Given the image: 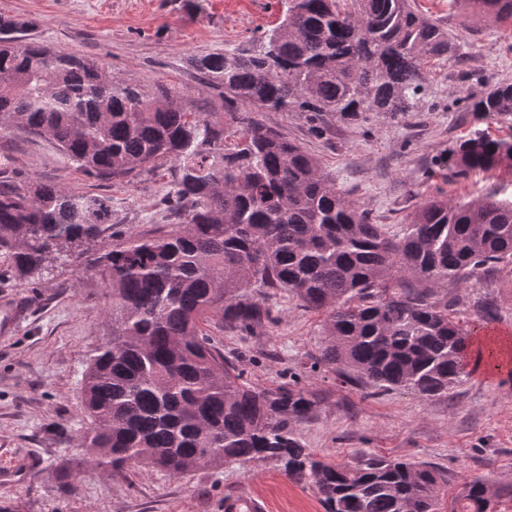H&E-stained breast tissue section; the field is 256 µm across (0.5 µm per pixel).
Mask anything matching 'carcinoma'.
Returning a JSON list of instances; mask_svg holds the SVG:
<instances>
[{
    "mask_svg": "<svg viewBox=\"0 0 512 512\" xmlns=\"http://www.w3.org/2000/svg\"><path fill=\"white\" fill-rule=\"evenodd\" d=\"M512 26V0H466ZM280 25L248 55L193 58L224 89L225 116L166 89L150 98L100 64L33 36L38 23L0 15V129L51 139L97 179H134L176 164L164 209L174 227L115 230L112 198L37 180L0 185V251L35 285L51 263L84 261L109 290L111 338L83 376L85 463L114 476H172L228 460H273L312 489L324 512H438L448 476L408 458H318L294 425L317 401L297 383L258 388L204 326L245 335L275 324L266 296L285 291L326 313L322 363L379 394L422 398L469 375L472 331L460 300L440 294L498 264H512V197L420 202L391 236L349 201L300 145L262 111L299 112L314 130L328 117L411 112L424 68L457 45L413 0H284ZM477 126L439 159L459 176L512 162V134L479 128L512 117V83L472 99ZM112 242L95 252L105 238ZM420 288L405 286L402 275ZM474 478L448 512H486L499 497Z\"/></svg>",
    "mask_w": 512,
    "mask_h": 512,
    "instance_id": "1",
    "label": "carcinoma"
}]
</instances>
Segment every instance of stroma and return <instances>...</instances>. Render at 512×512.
<instances>
[{
  "label": "stroma",
  "instance_id": "35a3bbf8",
  "mask_svg": "<svg viewBox=\"0 0 512 512\" xmlns=\"http://www.w3.org/2000/svg\"><path fill=\"white\" fill-rule=\"evenodd\" d=\"M415 4L460 43L455 58L425 69L415 111L334 117L320 135L299 113L264 115L393 234L433 195L464 202L512 195V166L462 178L437 162L474 125L468 98L512 82V27L485 20L461 0ZM0 13L36 20L45 44L103 63L144 94L164 86L220 112L224 92L200 79L193 57L248 52L285 9L282 0H0ZM1 168L15 181L111 197L126 232L163 222L161 200L172 180L167 169L131 184L97 180L50 139L16 130L0 131ZM8 267L0 253V512H224L228 496L261 499L267 512H323L311 490L271 462L230 460L180 478L160 471L116 477L87 466L78 446L83 375L111 336L108 291L71 259L57 260L35 288L12 278ZM447 292L464 299L467 321L475 320L476 303L493 301L498 317L489 329L512 339V265L448 283ZM266 303L277 318L272 331L245 336L214 326L210 333L250 382L271 388L295 381L315 396L314 417L296 427L305 447L336 463L362 453L425 462L447 473L452 494L481 478L501 492L497 512H512V367L474 373L429 399L407 389L372 396L321 363L323 314L303 310L283 292Z\"/></svg>",
  "mask_w": 512,
  "mask_h": 512
}]
</instances>
